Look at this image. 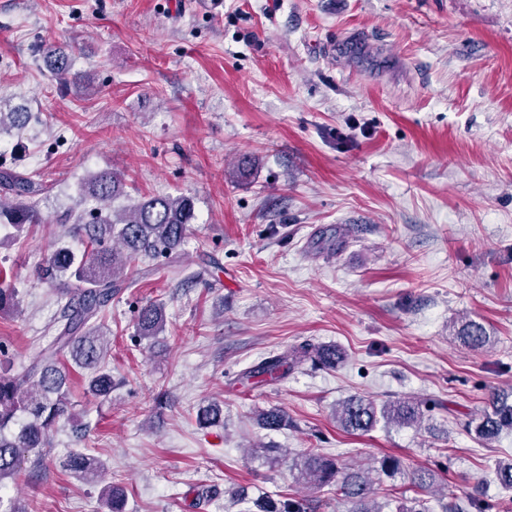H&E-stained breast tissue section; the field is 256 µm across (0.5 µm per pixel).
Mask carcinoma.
Wrapping results in <instances>:
<instances>
[{"label":"carcinoma","mask_w":512,"mask_h":512,"mask_svg":"<svg viewBox=\"0 0 512 512\" xmlns=\"http://www.w3.org/2000/svg\"><path fill=\"white\" fill-rule=\"evenodd\" d=\"M46 66L52 78L65 80L72 67V55L48 48L44 52ZM31 113L14 108H0V132L21 129ZM0 188L13 202H0V224H10L22 231L29 227H47L49 219L39 207L37 196L47 188L35 183L14 169L0 165ZM124 174L103 169L85 179L81 195L94 201L89 214L78 217L67 232L83 245L78 252L66 244L56 247L42 266V278L57 289L65 300L61 324L39 360L19 376L0 374V491L22 473L26 456L41 453L49 442L54 424L68 414L65 366L73 362L90 372L88 392L107 398L115 386L112 374L105 370L107 347L105 320L114 296L125 281L121 274L141 255L156 258L171 254L184 245L189 224L194 219V200L187 195L143 196L132 204L115 211L112 202L128 197ZM165 328V311L161 304L142 307L137 316V336L143 339L159 336ZM456 339L478 350L490 341L483 325L468 320L462 323ZM307 360L325 368H334L344 360L334 345H300L293 352L267 357L249 371V377L264 380L283 378L288 365ZM423 417L422 403L402 397L378 403L360 395H351L336 408V422L346 432L364 434L378 423L414 425ZM258 422L269 431L288 427V416L278 408L262 410ZM512 431V396L492 394L488 409L473 426L481 440H493L505 431ZM69 471L88 482H95L104 467L97 459L73 452L66 463ZM295 480L318 487L333 484L336 494L349 504L348 512H383L371 494L373 481L370 470L352 466L346 470L321 453L318 448L302 452L294 463ZM495 481L504 490L512 491V458L499 461L494 468ZM435 471L420 468L412 472L411 484L426 490L437 482ZM258 512H315L303 498L264 501L257 504Z\"/></svg>","instance_id":"carcinoma-1"}]
</instances>
